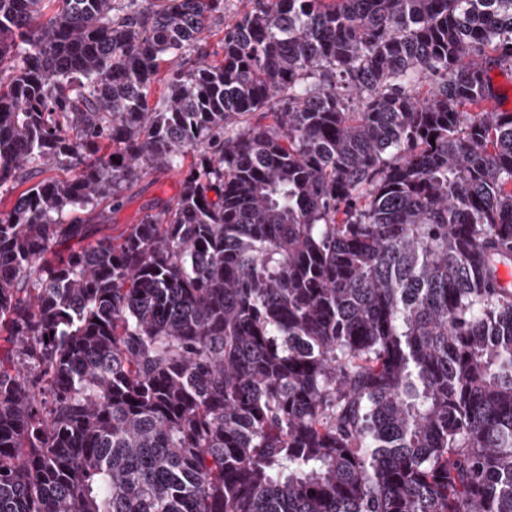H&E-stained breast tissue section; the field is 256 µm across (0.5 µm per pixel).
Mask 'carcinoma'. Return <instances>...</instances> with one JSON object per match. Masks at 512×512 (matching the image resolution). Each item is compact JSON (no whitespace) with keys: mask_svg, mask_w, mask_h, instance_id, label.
Wrapping results in <instances>:
<instances>
[{"mask_svg":"<svg viewBox=\"0 0 512 512\" xmlns=\"http://www.w3.org/2000/svg\"><path fill=\"white\" fill-rule=\"evenodd\" d=\"M223 10L0 0V512H512V0ZM243 10L241 0H224V15L216 17L211 24V32L209 33L207 49H211L224 36V23L233 19V17ZM180 176L173 172L153 171L144 176L133 189L124 191V202L112 212L111 227H107L102 234L112 235L118 233L117 228L123 229L126 224H137L142 216L143 204L151 199L166 200L176 194L180 187Z\"/></svg>","mask_w":512,"mask_h":512,"instance_id":"1","label":"carcinoma"}]
</instances>
